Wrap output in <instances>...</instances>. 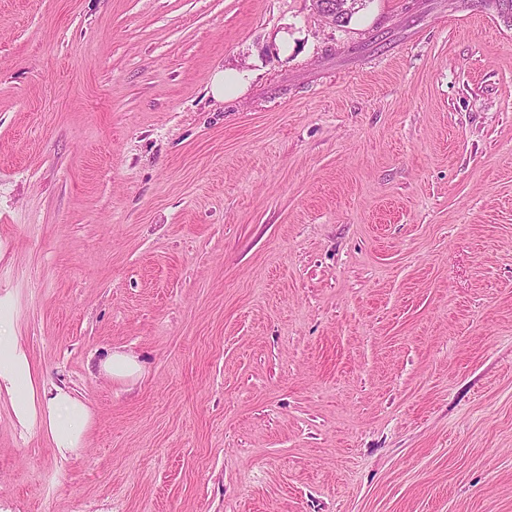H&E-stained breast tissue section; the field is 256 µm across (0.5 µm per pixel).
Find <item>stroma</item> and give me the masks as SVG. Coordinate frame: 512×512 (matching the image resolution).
<instances>
[{
  "label": "stroma",
  "mask_w": 512,
  "mask_h": 512,
  "mask_svg": "<svg viewBox=\"0 0 512 512\" xmlns=\"http://www.w3.org/2000/svg\"><path fill=\"white\" fill-rule=\"evenodd\" d=\"M0 304L92 411L0 512H512V24L0 0ZM247 77H249L247 72H236L232 76L226 77L224 69L216 71L211 80V93L213 97L224 100L226 90L229 91L234 85L238 87L245 86ZM104 370L116 377H130L141 370L137 358L128 353L112 352L102 363Z\"/></svg>",
  "instance_id": "35a3bbf8"
}]
</instances>
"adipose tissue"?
<instances>
[{
  "label": "adipose tissue",
  "instance_id": "adipose-tissue-1",
  "mask_svg": "<svg viewBox=\"0 0 512 512\" xmlns=\"http://www.w3.org/2000/svg\"><path fill=\"white\" fill-rule=\"evenodd\" d=\"M8 310L0 309V396L7 397L14 417L24 425L43 430L60 455L82 445L91 412L63 387L40 378L17 336L5 334L11 326Z\"/></svg>",
  "mask_w": 512,
  "mask_h": 512
}]
</instances>
